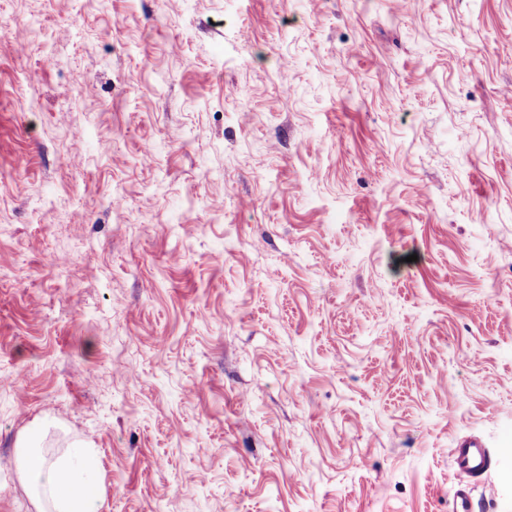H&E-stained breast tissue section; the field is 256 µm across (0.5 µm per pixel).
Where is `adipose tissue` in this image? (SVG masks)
Instances as JSON below:
<instances>
[{"label": "adipose tissue", "instance_id": "adipose-tissue-1", "mask_svg": "<svg viewBox=\"0 0 512 512\" xmlns=\"http://www.w3.org/2000/svg\"><path fill=\"white\" fill-rule=\"evenodd\" d=\"M16 446L20 474L37 512H98V492L84 475L80 454L60 462L50 460L30 436L20 437Z\"/></svg>", "mask_w": 512, "mask_h": 512}]
</instances>
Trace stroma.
I'll return each mask as SVG.
<instances>
[{"instance_id":"1","label":"stroma","mask_w":512,"mask_h":512,"mask_svg":"<svg viewBox=\"0 0 512 512\" xmlns=\"http://www.w3.org/2000/svg\"><path fill=\"white\" fill-rule=\"evenodd\" d=\"M26 434L100 512H448L477 435L512 512V0H0V512ZM457 472L469 478H479L490 469V453L476 438H462L450 451Z\"/></svg>"}]
</instances>
